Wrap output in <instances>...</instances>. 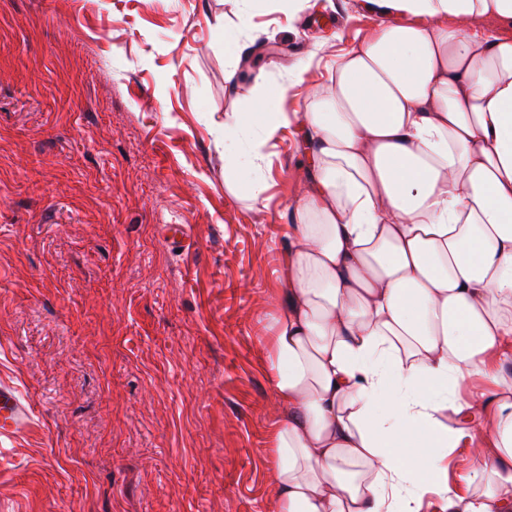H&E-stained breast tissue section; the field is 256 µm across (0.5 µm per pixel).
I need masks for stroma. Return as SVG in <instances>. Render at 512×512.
Returning <instances> with one entry per match:
<instances>
[{
  "mask_svg": "<svg viewBox=\"0 0 512 512\" xmlns=\"http://www.w3.org/2000/svg\"><path fill=\"white\" fill-rule=\"evenodd\" d=\"M382 22L363 0H0V383L35 415L0 437V512H279L260 329L306 169L283 133L264 201L237 198L224 118L261 83L302 113ZM228 29L254 50L231 82Z\"/></svg>",
  "mask_w": 512,
  "mask_h": 512,
  "instance_id": "obj_1",
  "label": "stroma"
}]
</instances>
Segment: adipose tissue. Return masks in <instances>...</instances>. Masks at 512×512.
Listing matches in <instances>:
<instances>
[{
  "label": "adipose tissue",
  "mask_w": 512,
  "mask_h": 512,
  "mask_svg": "<svg viewBox=\"0 0 512 512\" xmlns=\"http://www.w3.org/2000/svg\"><path fill=\"white\" fill-rule=\"evenodd\" d=\"M366 2L385 24L298 119L309 183L265 328L279 512H419L431 489L444 512H512V39L467 32L512 23V0ZM283 96L224 122L229 188L255 202ZM476 376L489 390L463 398ZM477 429L461 498L440 474Z\"/></svg>",
  "instance_id": "1"
}]
</instances>
